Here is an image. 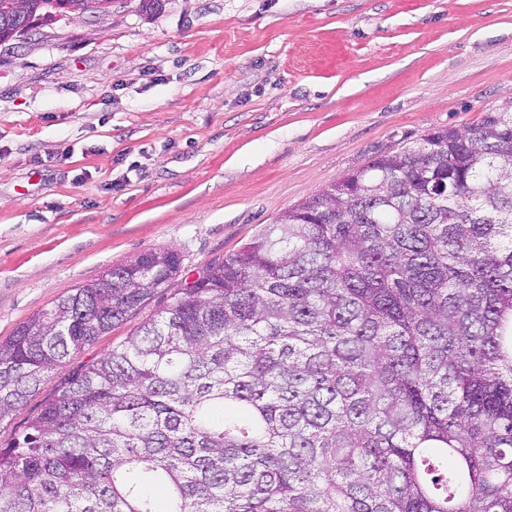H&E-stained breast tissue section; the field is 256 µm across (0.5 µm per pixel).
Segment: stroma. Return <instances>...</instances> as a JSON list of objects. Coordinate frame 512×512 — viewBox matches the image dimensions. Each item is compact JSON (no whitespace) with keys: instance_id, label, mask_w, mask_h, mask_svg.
Here are the masks:
<instances>
[{"instance_id":"obj_1","label":"stroma","mask_w":512,"mask_h":512,"mask_svg":"<svg viewBox=\"0 0 512 512\" xmlns=\"http://www.w3.org/2000/svg\"><path fill=\"white\" fill-rule=\"evenodd\" d=\"M512 101V0H115L0 45V338L150 249L192 278L326 183ZM157 293L49 374L168 303Z\"/></svg>"}]
</instances>
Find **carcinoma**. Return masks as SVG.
Listing matches in <instances>:
<instances>
[{"instance_id":"obj_1","label":"carcinoma","mask_w":512,"mask_h":512,"mask_svg":"<svg viewBox=\"0 0 512 512\" xmlns=\"http://www.w3.org/2000/svg\"><path fill=\"white\" fill-rule=\"evenodd\" d=\"M24 24L0 0V45ZM511 166L507 103L263 225L61 383L0 512H512ZM180 268L146 251L0 340V422Z\"/></svg>"}]
</instances>
